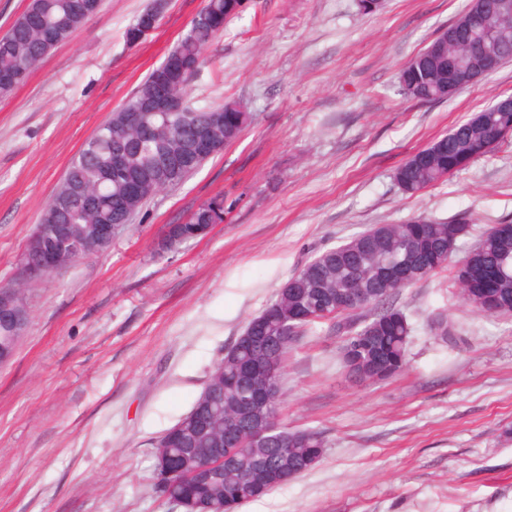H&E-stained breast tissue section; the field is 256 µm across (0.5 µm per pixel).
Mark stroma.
Masks as SVG:
<instances>
[{
  "label": "stroma",
  "mask_w": 512,
  "mask_h": 512,
  "mask_svg": "<svg viewBox=\"0 0 512 512\" xmlns=\"http://www.w3.org/2000/svg\"><path fill=\"white\" fill-rule=\"evenodd\" d=\"M102 0L0 99V284L71 159L187 32L205 0ZM471 0H246L205 51L184 103L242 101L251 125L183 184L148 199L104 253L29 283V318L0 366V512H181L154 489L157 438L192 408L226 348L310 258L376 224L512 222V137L409 196L396 168L512 96V60L437 104L398 73ZM224 197V221L157 252L166 225ZM395 304L407 365L346 380L341 339L315 324L288 351L280 420L322 433L321 459L235 512H512V316L466 305L447 273ZM447 323L441 335L437 323ZM165 7H166V2L164 3V1L155 0L152 8H150V9L147 8L148 10L146 9L145 11L140 13L138 15V17L136 18L135 23L132 24L126 31L127 42H129L130 44L136 43L139 40V34L141 32L140 27L143 26L144 24H146L147 22H149V24H151V22H156V24H157L160 19L161 14L165 10ZM149 10H153L154 12L152 15H150V18L146 21L144 15ZM152 30H153L152 28H149V27H147V25H145L142 28L141 38Z\"/></svg>",
  "instance_id": "stroma-1"
}]
</instances>
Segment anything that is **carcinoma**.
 <instances>
[{"instance_id": "1", "label": "carcinoma", "mask_w": 512, "mask_h": 512, "mask_svg": "<svg viewBox=\"0 0 512 512\" xmlns=\"http://www.w3.org/2000/svg\"><path fill=\"white\" fill-rule=\"evenodd\" d=\"M101 0H30L12 27L0 36V98L10 97L50 51L70 39L97 14ZM166 3L154 0L153 14H139L126 31L127 42L139 40L140 27L157 22ZM228 0H206L173 52L187 63L182 73L154 69L136 93L100 125L68 166L42 212L44 224H128L142 204L165 183L151 170L153 157L165 150L178 166L171 186L182 184L208 159L239 139L252 121V113L230 100L203 110L187 107L178 112H155L151 102L163 78L172 96L183 99L189 81L201 64L206 47L224 31ZM464 72L462 54L448 49L447 35L438 33L400 69L399 84L409 98L420 103L448 99V84ZM512 136V111L488 107L456 125L429 147L413 152L394 173L405 193L413 195L445 180L457 168ZM206 213L198 211L177 225L184 239L197 237ZM466 218L437 221L415 218L402 224H375L347 242L308 261L284 283L276 298L246 328L257 335L276 336L286 322L303 335L316 323L328 321L343 340V367L357 362L347 375L358 381H378L400 372L414 328L404 311L393 304L397 292L446 270L460 297L486 315H512V223L493 224L473 248L458 256L460 242L471 234ZM353 290L361 300L358 310L345 305L344 292ZM290 339L255 352L237 340L217 363L220 373L210 381L222 392L219 407L207 408L202 398L192 406L215 417L205 436L194 439L197 454L216 446L236 449L237 467L258 474V484L243 495L259 498L285 485L280 473L288 468L300 475L322 456L323 440L312 430L295 440L285 426L269 434L257 448L243 431L234 441L224 438V423L237 414L242 396L240 376L252 364L273 359L285 368ZM288 438V456L280 453V439ZM155 470L160 496L177 502L191 497L217 500L238 492L237 483L224 476L218 491L205 482H186L182 475L161 477Z\"/></svg>"}]
</instances>
